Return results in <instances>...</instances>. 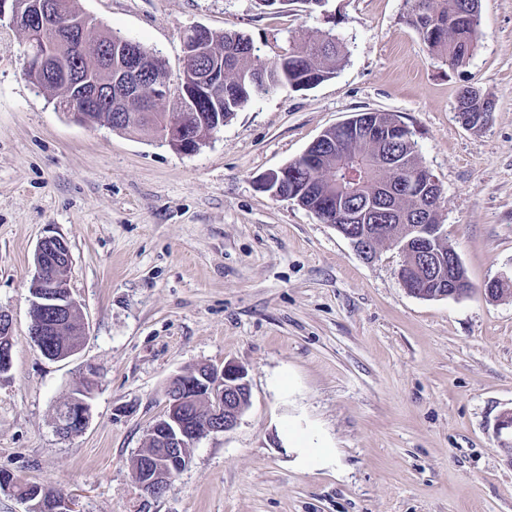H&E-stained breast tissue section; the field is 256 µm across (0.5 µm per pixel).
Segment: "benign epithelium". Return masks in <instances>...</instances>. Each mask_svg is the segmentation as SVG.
Returning <instances> with one entry per match:
<instances>
[{
  "mask_svg": "<svg viewBox=\"0 0 512 512\" xmlns=\"http://www.w3.org/2000/svg\"><path fill=\"white\" fill-rule=\"evenodd\" d=\"M9 20V26L30 34L27 40L25 66L29 69L54 74L57 52L54 43L45 34L51 28L64 30V40L76 43L83 37L87 20L69 16L61 0H27L20 4L17 0H0V22ZM122 62L109 68L106 80L91 76V71L75 76L65 75L77 91L76 96L62 107L74 121L84 124L89 112H111L114 105L126 107L139 95L140 81L148 66L162 61L158 55L145 50L139 43L128 40L117 48ZM206 50L198 46L194 57L185 56L183 62L197 61L196 77L192 83H181L176 90H166L163 98L177 97L189 103H195L203 95L211 93L217 68L206 61ZM345 137L378 139L381 142L407 140L411 132L407 126L397 123L381 127L370 121L354 117L341 125ZM162 141L182 153H194L205 143L192 126L180 119L168 124ZM297 177L296 171L284 167L268 174L261 182L264 190L272 196L294 200L303 204L306 189L296 186L284 190V184ZM411 183L430 191L429 200L438 202L441 191L437 190V181L423 166L411 173ZM383 205L374 210H366L359 205L343 202H329L324 211L337 218L336 228L350 240L354 249L366 260L372 259L377 251L378 242L387 234V226L375 223V216ZM403 233L391 236L403 253V264L399 271L402 279L416 275L433 281H448V291L436 294V297L464 295L471 288L470 283L458 275L461 261L458 255L448 251V264H443L429 244L443 237L441 225L427 223L418 214L399 213V224ZM71 255L67 243L57 237L48 236L38 244L35 255V274L30 288L31 305L51 306L57 319L56 327L71 321L77 309V303L68 288L66 271ZM54 269L52 278H47L48 269ZM512 283V274L503 273L488 281L483 288L489 298L500 295L501 290ZM94 391L93 374L84 375V384L80 394L71 398L65 407L57 410L56 422L60 435L66 437L82 430L89 416V399ZM166 412L151 427L149 439L167 449L160 458L152 459L133 474L134 484L144 493L151 494L158 489H168L173 479L186 468L190 456L181 452L190 448L205 433L225 432L238 423L251 391L246 380V372L232 362L222 367L200 366L191 372L173 376L166 385Z\"/></svg>",
  "mask_w": 512,
  "mask_h": 512,
  "instance_id": "1",
  "label": "benign epithelium"
}]
</instances>
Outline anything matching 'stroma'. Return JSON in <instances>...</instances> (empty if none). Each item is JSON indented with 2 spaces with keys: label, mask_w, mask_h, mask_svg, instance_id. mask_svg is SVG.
Here are the masks:
<instances>
[{
  "label": "stroma",
  "mask_w": 512,
  "mask_h": 512,
  "mask_svg": "<svg viewBox=\"0 0 512 512\" xmlns=\"http://www.w3.org/2000/svg\"><path fill=\"white\" fill-rule=\"evenodd\" d=\"M107 29L182 69L186 29L246 33L262 58L304 31L345 43L334 77L255 95L192 154L141 132L85 126L23 74L27 43L0 25V311L12 367L0 377V471L72 498L77 512H512V0H480L465 67L449 68L407 24L408 0H328L310 14L256 0H78ZM475 87L479 130L457 100ZM394 114L439 182L437 219L472 285L424 299L383 244L362 259L335 227L261 178L362 112ZM63 239L85 324L81 351L43 357L30 339L41 239ZM234 362L251 387L237 425L200 438L162 496L134 459L179 373ZM95 367L86 428L55 410ZM321 445L300 463L303 436Z\"/></svg>",
  "instance_id": "1"
}]
</instances>
